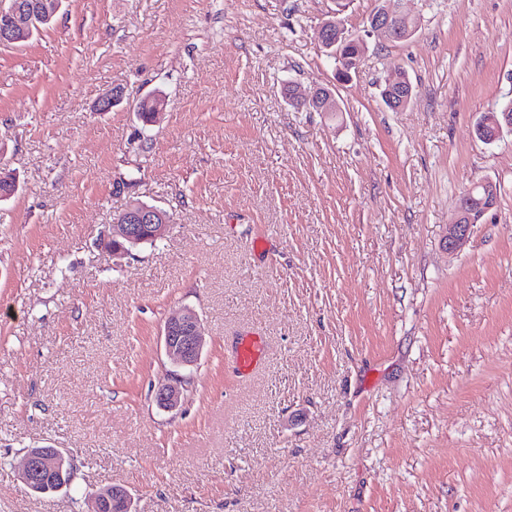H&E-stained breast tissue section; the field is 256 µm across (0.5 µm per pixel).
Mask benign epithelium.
<instances>
[{
	"label": "benign epithelium",
	"instance_id": "7a95c632",
	"mask_svg": "<svg viewBox=\"0 0 512 512\" xmlns=\"http://www.w3.org/2000/svg\"><path fill=\"white\" fill-rule=\"evenodd\" d=\"M62 2L0 0V45H18L31 40L54 22ZM368 25L371 30L397 41L412 39L419 29L418 20L396 10L393 0H382V4L370 15ZM319 37L327 55L339 62L342 61L344 45L353 39L352 31L345 26L337 12L322 24ZM385 90L388 95L383 100L396 111L404 109L413 95V87L401 69L395 70L387 80ZM288 101L297 109L306 105L314 112L342 111L337 89L333 85L318 86L308 91L292 85ZM485 117L487 120L484 124L495 126V138H500L505 131L512 134L511 112H488ZM482 204L483 200L471 192L458 203L456 220L448 225L446 234L448 250L456 251L465 246L474 226L473 215ZM169 229L166 210L132 201L119 213L118 219L107 226L103 240L116 242L109 252L113 262L119 264L144 240H163ZM161 338L165 355L174 365V370L169 373V381L157 389L155 401L159 407L173 411L182 406L191 385V376L183 375L181 371L196 367L206 346L199 314L189 307L172 314L163 324ZM20 479L30 491L40 495L49 496L69 490L74 479L70 452L50 446L29 449ZM87 504V512H132L131 495L122 487H100L89 494Z\"/></svg>",
	"mask_w": 512,
	"mask_h": 512
}]
</instances>
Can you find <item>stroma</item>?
<instances>
[{
	"label": "stroma",
	"instance_id": "obj_1",
	"mask_svg": "<svg viewBox=\"0 0 512 512\" xmlns=\"http://www.w3.org/2000/svg\"><path fill=\"white\" fill-rule=\"evenodd\" d=\"M379 5L64 0L0 47V512H82L105 485L135 512H512V134H476L512 99V0H403L404 43L367 33ZM335 12L368 46L341 85ZM291 83L337 85L342 111L294 109ZM484 180L497 204L449 252ZM132 200L171 227L117 266L99 239ZM185 306L206 346L173 413L153 390ZM247 330L267 348L244 376ZM35 445L73 454L68 492L20 481ZM339 14L337 12L334 13L331 19L326 20L322 24L319 37L327 55L334 57L336 62L341 61L344 63V60L341 58L342 49L349 40L357 37V35L352 34V31L345 26L344 21L338 17ZM355 40L357 39L354 38L353 41ZM406 75L405 71L401 69L395 70L387 80L383 91V100L390 108L396 111L404 109L413 95V87ZM386 91L391 93V95L385 96ZM412 99L413 97L410 102ZM482 186L485 190V196L483 199L477 198L482 194V189L477 188L475 189V195L470 191L466 195L463 203L458 202L456 220L453 224H449L446 234L448 250L456 251L465 246L469 239L472 227L474 224H477L474 222L473 218L476 209L481 208L483 202L492 191L495 192V187L492 182H484L482 183ZM265 351V344L260 336L253 333L236 336L233 346V360L239 372L251 374L259 365Z\"/></svg>",
	"mask_w": 512,
	"mask_h": 512
}]
</instances>
